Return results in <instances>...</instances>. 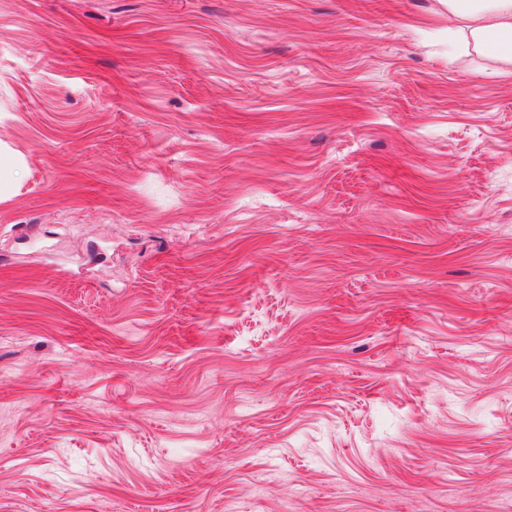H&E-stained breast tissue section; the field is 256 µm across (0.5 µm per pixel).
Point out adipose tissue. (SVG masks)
I'll use <instances>...</instances> for the list:
<instances>
[{"label":"adipose tissue","instance_id":"obj_1","mask_svg":"<svg viewBox=\"0 0 512 512\" xmlns=\"http://www.w3.org/2000/svg\"><path fill=\"white\" fill-rule=\"evenodd\" d=\"M448 48L512 62V0H446Z\"/></svg>","mask_w":512,"mask_h":512}]
</instances>
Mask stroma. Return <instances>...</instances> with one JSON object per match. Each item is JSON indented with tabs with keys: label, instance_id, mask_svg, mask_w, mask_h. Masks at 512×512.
Masks as SVG:
<instances>
[{
	"label": "stroma",
	"instance_id": "stroma-1",
	"mask_svg": "<svg viewBox=\"0 0 512 512\" xmlns=\"http://www.w3.org/2000/svg\"><path fill=\"white\" fill-rule=\"evenodd\" d=\"M0 512H512V64L444 0H0ZM17 161L0 151V200L9 198L15 190V173L18 168Z\"/></svg>",
	"mask_w": 512,
	"mask_h": 512
}]
</instances>
